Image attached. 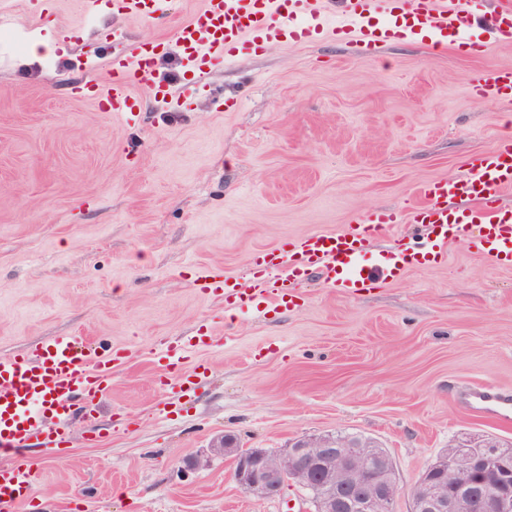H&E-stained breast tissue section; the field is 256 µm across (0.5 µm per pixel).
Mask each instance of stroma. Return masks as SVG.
Returning <instances> with one entry per match:
<instances>
[{
	"instance_id": "obj_1",
	"label": "stroma",
	"mask_w": 512,
	"mask_h": 512,
	"mask_svg": "<svg viewBox=\"0 0 512 512\" xmlns=\"http://www.w3.org/2000/svg\"><path fill=\"white\" fill-rule=\"evenodd\" d=\"M198 2L141 20L113 15L112 0L92 14L78 0H11L23 49L0 47V357L55 336L124 357L68 447L38 444L0 467L39 474L22 512H313L297 485L258 501L229 461H185L225 433L269 451L364 435L395 463L394 512H410L446 448L512 446V422L459 403L474 383L512 389V263L456 241L352 295L311 278L296 308L264 314L225 312L196 279L408 207L512 136V101L472 85L512 67V43L478 56L402 40L272 45L213 65L185 100L134 87L135 124L85 97L122 43H161L156 79L182 84L175 31ZM202 327L211 341L183 363L201 379L172 394L155 355Z\"/></svg>"
}]
</instances>
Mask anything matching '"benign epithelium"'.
Wrapping results in <instances>:
<instances>
[{
  "label": "benign epithelium",
  "instance_id": "benign-epithelium-1",
  "mask_svg": "<svg viewBox=\"0 0 512 512\" xmlns=\"http://www.w3.org/2000/svg\"><path fill=\"white\" fill-rule=\"evenodd\" d=\"M209 455L230 459L236 484L258 500L282 495L292 482L320 487L316 512H393L399 494L392 456L368 437H300L267 451L243 449L224 434ZM411 502V512H512V452L493 439L450 447L423 471Z\"/></svg>",
  "mask_w": 512,
  "mask_h": 512
}]
</instances>
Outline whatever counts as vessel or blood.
<instances>
[{
    "label": "vessel or blood",
    "instance_id": "vessel-or-blood-1",
    "mask_svg": "<svg viewBox=\"0 0 512 512\" xmlns=\"http://www.w3.org/2000/svg\"><path fill=\"white\" fill-rule=\"evenodd\" d=\"M167 0H112L116 15L135 17L164 13ZM468 0H202L201 8L176 32L182 56L197 73L221 59L232 62L248 43L259 48L274 43L308 40L322 33L377 44L392 39L430 40L433 48L454 44L472 53L484 43L472 40ZM488 34L512 42V0H493L483 16ZM157 46L140 42L113 52L106 83L93 97L103 111L136 119L133 85L153 79ZM483 95H512V71L478 77ZM512 189V139L472 157L457 176L426 184L410 208L379 212L362 226L341 233L317 232L266 255L247 271L253 292L238 279L205 281L208 291L223 296L227 309L251 306L255 300L278 308L294 305L293 291L312 274L322 275L331 288L353 294L378 281L395 277L420 259L444 250L449 242L470 238L496 260L512 259V210L497 205L500 192ZM462 199L460 207L451 202ZM424 224L430 233L421 247L399 243L378 251L372 264L363 257L373 239L389 224ZM208 332H197L169 343L156 362L164 385L192 389L194 382L179 368L186 353L206 343ZM121 360L119 353L100 354L72 336H57L38 352L0 359V452L23 454L37 441L46 423L55 426V445L67 442L71 420L99 394ZM472 412L499 420L512 419V392L477 383L460 396ZM37 473L19 465L0 470V512H21L33 496Z\"/></svg>",
    "mask_w": 512,
    "mask_h": 512
}]
</instances>
